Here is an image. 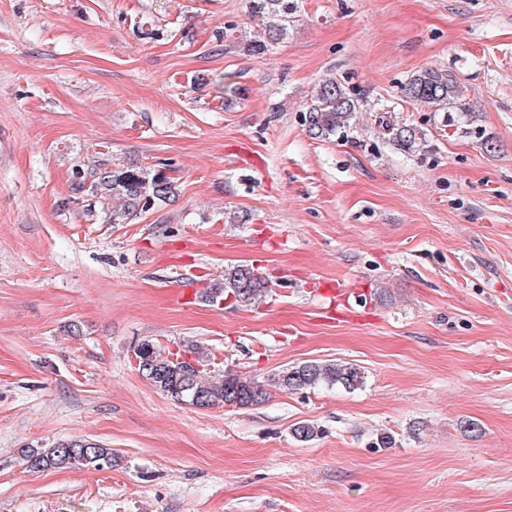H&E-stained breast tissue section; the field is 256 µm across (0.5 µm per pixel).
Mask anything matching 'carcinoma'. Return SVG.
Here are the masks:
<instances>
[{
	"label": "carcinoma",
	"instance_id": "carcinoma-1",
	"mask_svg": "<svg viewBox=\"0 0 512 512\" xmlns=\"http://www.w3.org/2000/svg\"><path fill=\"white\" fill-rule=\"evenodd\" d=\"M250 13L260 18L263 28L258 38L250 41L248 50L259 52L269 43H276L287 34L288 15L294 5L291 0H249ZM400 93L409 101L446 112L455 107L461 89L449 71L425 69L401 86ZM359 108V99L334 78L323 79L310 92V104L304 113V124L316 138H329L346 128ZM391 138L399 146L411 149L419 132L406 125L391 124ZM175 178L167 164L109 168L105 165L87 173L76 171L74 191L89 201L88 207H99L104 221L124 224L138 214L154 208L175 196ZM269 292L266 277L247 264L233 265L224 270V279L205 292L208 302L219 305L230 298L232 303L250 306ZM139 346L147 362L138 366L141 376L152 386L178 402L197 407L236 404L238 408L259 405L267 392L263 385L227 371L211 380L195 373L187 374L172 360V356L192 357L202 363L193 346L169 348L151 339ZM284 391H298L319 385L341 386L354 391L364 383L363 373L351 363L333 360L310 361L287 367L272 378ZM19 456L32 472L53 469L103 470L112 468L114 453L104 445L86 439L60 440L47 445L19 449Z\"/></svg>",
	"mask_w": 512,
	"mask_h": 512
}]
</instances>
